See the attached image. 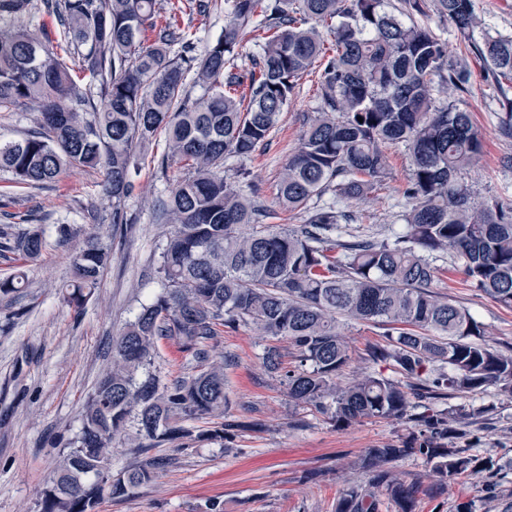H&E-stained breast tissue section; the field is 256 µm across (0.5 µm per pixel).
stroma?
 <instances>
[{
  "instance_id": "35a3bbf8",
  "label": "stroma",
  "mask_w": 512,
  "mask_h": 512,
  "mask_svg": "<svg viewBox=\"0 0 512 512\" xmlns=\"http://www.w3.org/2000/svg\"><path fill=\"white\" fill-rule=\"evenodd\" d=\"M417 21L447 39L449 56L466 61L471 72V89L461 105L471 112L484 149L478 162L463 171L464 181L476 200L496 197L512 203V138L501 132L503 112L484 63L467 52L451 22L432 12ZM317 81L314 73L299 80L275 130L251 158L224 164L227 176L245 172L276 224L296 225L305 219L303 211L281 210L277 184L300 142L305 115L320 107ZM164 155L160 136L133 177V194L126 203L129 222L117 229L97 171L73 170L40 188L17 184L0 171V225L17 232L37 224L47 240L40 258L21 265L26 288L0 297V512H39L40 493L78 432L83 408L112 357L113 336L158 291L157 260L168 227L157 221L154 206L182 175L179 165L164 164ZM388 160V174L370 200L344 204L361 231L381 239L401 230V190L410 173L403 146L390 147ZM92 212L100 218L111 258L93 297L77 312L64 304L60 287L71 275V257L83 243ZM59 224L73 227L68 239L57 237ZM435 264V292L484 323L491 345L512 347V309L472 288L449 256ZM346 333L351 360L344 378L364 370L396 379L392 367L365 358L368 345L383 342V326L352 323ZM212 346L237 357L225 372L226 420L253 421L259 430L186 449L158 448V456L170 458V465L157 470L154 480L132 497L103 498L96 512H334L343 490L363 482L366 449L409 433L405 424L377 418L339 427L327 415L295 405L279 375L265 369L266 343L250 327H221ZM462 402L478 415L458 447L511 459L512 398L490 387ZM467 499L475 501L476 512H495L483 500L479 475L451 484L447 493L424 497L420 512H455L457 503Z\"/></svg>"
}]
</instances>
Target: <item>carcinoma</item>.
<instances>
[{"instance_id":"obj_1","label":"carcinoma","mask_w":512,"mask_h":512,"mask_svg":"<svg viewBox=\"0 0 512 512\" xmlns=\"http://www.w3.org/2000/svg\"><path fill=\"white\" fill-rule=\"evenodd\" d=\"M437 12L496 81L512 82V36L480 26L473 0H435ZM224 35L199 47L180 27L182 0L160 20L156 0H0V110L34 111L35 129L0 140V170L31 187L73 169L103 173L112 223L124 224L140 154L165 133L166 158L185 169L164 199L158 220L171 226L157 267L161 291L112 339V360L82 413L79 434L41 493V512H93L99 500L134 495L167 459L149 452L165 444L222 440L232 421L197 429L191 421L227 410L224 370L231 354L211 355L220 326H251L262 338L288 341L296 365L287 370L279 347H265L263 364L283 374L288 397L330 414L339 427L362 419H398L418 434L367 449L366 482L336 501V512H418L421 480L397 468L424 459L443 491L481 474L497 512H512V460L480 457L448 446V436L475 416L453 396L494 386L512 397V348L491 347L483 323L432 290L433 254L457 261L470 285L512 308V205L477 202L461 173L483 152L470 112L460 107L470 75L448 55V44L413 20L427 0H224ZM56 19L63 51L96 86L94 101L80 90L73 68L44 39L36 13ZM333 32L327 52L320 27ZM262 31L247 75L234 54L247 32ZM180 48L178 58L170 49ZM321 63L319 111L283 167L277 199L306 208L331 192L359 200L387 174L388 145L408 152L402 230L378 239L360 231L341 239L351 216L332 207L310 212L295 227L270 224V210L245 179L224 176L228 158L250 157L268 140L304 74ZM200 89L186 94L188 74ZM249 80L248 94L240 93ZM502 133L512 137V99L499 97ZM363 121H358V118ZM72 256L63 298L81 312L110 252L97 218ZM46 247L38 225L0 228V253L34 261ZM19 270L0 280V295L20 291ZM350 322L395 330L367 349V360L388 363L405 383L370 372L345 384L350 361L344 328ZM174 340L197 363L191 375L163 382L155 369L158 343ZM118 441L142 455L106 485L100 468L112 463Z\"/></svg>"}]
</instances>
